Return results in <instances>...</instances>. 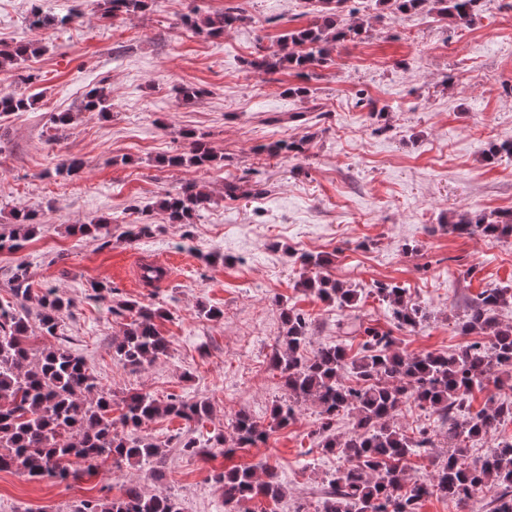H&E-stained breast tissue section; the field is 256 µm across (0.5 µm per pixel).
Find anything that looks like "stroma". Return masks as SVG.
<instances>
[{"instance_id":"obj_1","label":"stroma","mask_w":512,"mask_h":512,"mask_svg":"<svg viewBox=\"0 0 512 512\" xmlns=\"http://www.w3.org/2000/svg\"><path fill=\"white\" fill-rule=\"evenodd\" d=\"M72 0H0V44L39 41L42 50L0 72V90L34 97L24 112L0 117V229L18 210L37 214L39 228L16 253L0 252V299L26 263L35 289H54L74 301L56 336L30 321L29 344H57L81 355L97 383L120 399L147 392L210 406L202 424L159 417L141 435L161 454L137 467L101 462L70 483L0 470V512H75L81 501L120 496L129 483L150 495L173 497L181 512H224L216 473L261 464L275 468L281 501L256 499L250 512H321L324 489L340 460L323 452L315 405L301 404L288 426L234 455L202 459L183 452L184 438L230 435L240 412L268 425L287 400L270 359L283 332L281 312L294 307L309 320L311 347L342 342L356 354L350 331L374 325L391 332L399 350L448 352L464 344L457 321L484 289L512 285V238L493 240L448 229L464 210L512 211V157L489 162V143L512 140V0H484L468 25L424 11L373 22L364 38L337 43L329 59L272 73L252 69L257 47L313 18L308 0H157L151 10L104 16L82 4L66 27L32 30L39 10L59 16ZM236 8L244 22L224 36L187 29L191 10ZM32 82H25V75ZM184 85L199 88L189 105ZM107 87V114L87 110L90 90ZM306 87L303 96L289 88ZM66 112L68 125L53 118ZM202 135L221 160L208 168L171 167L185 152V133ZM306 142L303 155H268L263 145ZM75 156L82 170L56 175ZM273 184L265 197L230 199L226 181ZM206 186L212 205L191 224H171L158 202L188 183ZM107 217L97 238L71 234L74 224ZM146 222L132 239L126 227ZM328 258L325 274L356 289L341 308L301 288L300 254ZM161 257L169 275L147 286L132 274ZM407 288L427 318L398 327L375 282ZM96 284L112 298L93 299ZM133 300L161 308L157 327L169 340L157 361L134 369L115 356L126 317L114 303ZM221 309L211 320L204 309ZM396 420L427 430L435 446L410 457L405 483L431 481L435 460L447 456L438 415L404 400Z\"/></svg>"}]
</instances>
